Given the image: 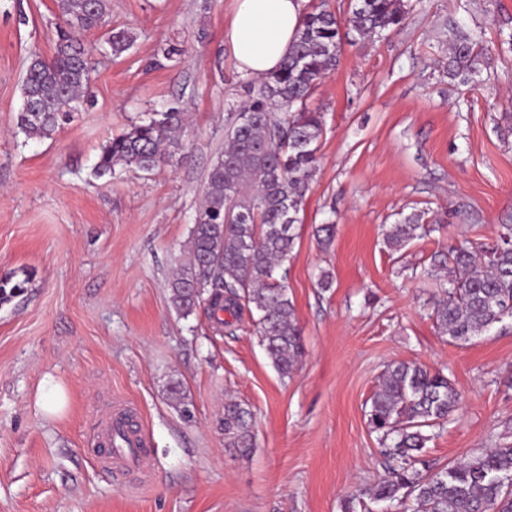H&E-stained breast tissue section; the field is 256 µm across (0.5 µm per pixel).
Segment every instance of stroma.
Masks as SVG:
<instances>
[{
  "label": "stroma",
  "instance_id": "35a3bbf8",
  "mask_svg": "<svg viewBox=\"0 0 512 512\" xmlns=\"http://www.w3.org/2000/svg\"><path fill=\"white\" fill-rule=\"evenodd\" d=\"M409 3L397 31L345 45L314 97L324 134L287 262L304 355L283 378L250 317L219 333L169 299L207 173L249 97L224 38L233 0H111L83 34L91 98L42 141L16 115L31 51L54 52L58 2L0 0V281L26 283L0 303V512H344L384 473L367 412L393 362L445 369L462 395L426 459L469 458L512 425V320L467 343L438 335V290L422 276L435 252L512 224V0ZM450 21L483 31L474 86L439 79ZM123 28L134 45L100 54ZM169 107L189 115L169 163L95 178L113 135ZM414 211L444 231L389 250L386 227ZM330 222L325 248L314 231ZM175 381L193 423L168 398ZM59 393L57 412L38 406ZM228 396L255 414L246 457L224 446ZM118 404L148 441L147 477L97 457L98 422Z\"/></svg>",
  "mask_w": 512,
  "mask_h": 512
}]
</instances>
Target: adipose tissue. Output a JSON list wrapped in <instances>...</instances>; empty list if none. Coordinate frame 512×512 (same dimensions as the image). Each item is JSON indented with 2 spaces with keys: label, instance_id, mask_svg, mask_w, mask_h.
Instances as JSON below:
<instances>
[{
  "label": "adipose tissue",
  "instance_id": "obj_1",
  "mask_svg": "<svg viewBox=\"0 0 512 512\" xmlns=\"http://www.w3.org/2000/svg\"><path fill=\"white\" fill-rule=\"evenodd\" d=\"M307 0H236L226 31L240 72L261 76L276 70L294 40Z\"/></svg>",
  "mask_w": 512,
  "mask_h": 512
}]
</instances>
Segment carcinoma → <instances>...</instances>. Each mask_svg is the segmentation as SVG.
<instances>
[{
  "mask_svg": "<svg viewBox=\"0 0 512 512\" xmlns=\"http://www.w3.org/2000/svg\"><path fill=\"white\" fill-rule=\"evenodd\" d=\"M63 24L49 60L34 51L22 85L17 126L30 139H51L89 94V50L80 34L101 24L109 0H59ZM407 0H351L348 22L327 3L306 13L278 69L262 77L242 106L247 118L227 131L224 152L212 165L202 203L189 231V260L171 280L170 300L184 318L202 306L218 326L247 312L272 367L285 377L303 357L301 330L280 272L297 238L310 182L317 169L323 115L308 100L336 70L352 34L381 37L401 27ZM448 80L474 82L483 63L482 32L448 27ZM125 29H112L105 51L119 56L134 43ZM186 113L176 107L153 112L102 147L97 178L116 168L150 172L169 162L180 147ZM411 213L390 225L384 242L392 251L433 228ZM431 276L439 279L433 322L442 336L469 341L512 318V224L499 240L471 251L459 246L434 256ZM181 418H194L183 386L168 389ZM461 394L440 369L416 362L392 363L379 377L368 423L379 435L387 475L365 491L372 502L396 501L404 512H512V441H503L463 462L438 466L423 459L430 436L456 410ZM227 446L241 454L253 448L252 413L232 398L220 419Z\"/></svg>",
  "mask_w": 512,
  "mask_h": 512,
  "instance_id": "cac0c4a2",
  "label": "carcinoma"
}]
</instances>
